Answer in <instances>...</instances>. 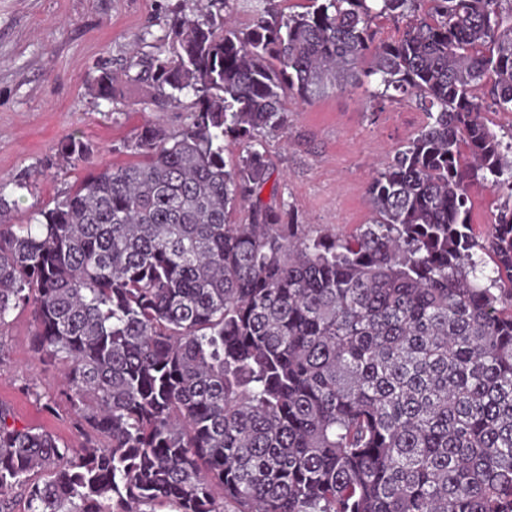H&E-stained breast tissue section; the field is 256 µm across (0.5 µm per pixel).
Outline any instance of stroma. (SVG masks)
Returning a JSON list of instances; mask_svg holds the SVG:
<instances>
[{
	"mask_svg": "<svg viewBox=\"0 0 512 512\" xmlns=\"http://www.w3.org/2000/svg\"><path fill=\"white\" fill-rule=\"evenodd\" d=\"M206 0H0V190L15 224L37 213L87 173L59 146L77 136L95 150L97 165L130 159L132 131L160 120L172 132L186 122L190 97L157 112L145 85L133 82L135 61L165 55L164 36L176 18L199 13ZM121 74L112 99L93 84L101 71ZM374 85L327 89L306 103L286 98V134H270L263 149L286 202L302 223L340 236L373 217L366 189L380 162L391 159L425 116L406 97L373 99ZM34 322L16 310L0 328V402L16 426L39 427L80 445L84 437L68 408L57 368L31 347ZM54 397L56 409L43 404Z\"/></svg>",
	"mask_w": 512,
	"mask_h": 512,
	"instance_id": "1",
	"label": "stroma"
}]
</instances>
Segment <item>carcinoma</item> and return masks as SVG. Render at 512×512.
Returning <instances> with one entry per match:
<instances>
[{
	"label": "carcinoma",
	"mask_w": 512,
	"mask_h": 512,
	"mask_svg": "<svg viewBox=\"0 0 512 512\" xmlns=\"http://www.w3.org/2000/svg\"><path fill=\"white\" fill-rule=\"evenodd\" d=\"M255 2L240 30L207 0L140 64L156 106L194 97L181 130L143 124L121 166L70 136L84 178L0 220V329L31 310L88 436L0 403V512H512V140L485 118L512 112V0ZM383 16L402 30L377 43ZM371 76L425 122L376 168L371 223L313 232L261 199L257 146L285 96ZM226 138L249 149L228 163ZM478 179L505 197L481 238Z\"/></svg>",
	"instance_id": "1"
}]
</instances>
